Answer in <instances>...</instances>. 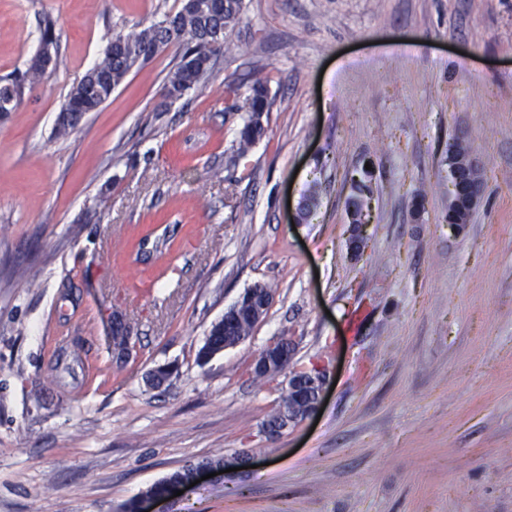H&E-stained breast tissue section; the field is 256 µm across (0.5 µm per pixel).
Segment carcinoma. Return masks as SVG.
I'll list each match as a JSON object with an SVG mask.
<instances>
[{
  "mask_svg": "<svg viewBox=\"0 0 512 512\" xmlns=\"http://www.w3.org/2000/svg\"><path fill=\"white\" fill-rule=\"evenodd\" d=\"M212 0H194V7L187 6L180 0L177 10L164 14L159 21L147 26L136 25L128 31L120 30L112 34L110 44L112 53L101 56L96 68L87 71L68 94L61 110L66 111L86 97L88 83L96 74L106 77L97 98L87 103V111H98L121 86L129 74L157 54V45L175 47L178 60L168 72L163 95L177 100L191 92L199 94L207 89L214 64L212 59L223 49L224 43H217L214 35L226 33L240 20L244 9V0H221L222 6L216 10ZM40 43L58 49L56 22L49 16L40 24ZM40 56L29 61L27 68L15 75L0 80V110L12 112L24 98L25 94L43 84L47 78ZM271 74L257 72L250 78L249 84L233 85L226 88L230 103L227 112H244L247 118L239 133V151L262 137L264 133L263 116L271 111L273 99L270 97L269 85ZM352 192L347 199L351 223L362 224L365 221V208L372 199L369 172H364L359 180H351ZM250 327L249 316L241 311L233 323L224 331L213 332L209 340L217 347L234 336L240 335Z\"/></svg>",
  "mask_w": 512,
  "mask_h": 512,
  "instance_id": "cac0c4a2",
  "label": "carcinoma"
}]
</instances>
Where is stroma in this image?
I'll return each instance as SVG.
<instances>
[{
  "label": "stroma",
  "mask_w": 512,
  "mask_h": 512,
  "mask_svg": "<svg viewBox=\"0 0 512 512\" xmlns=\"http://www.w3.org/2000/svg\"><path fill=\"white\" fill-rule=\"evenodd\" d=\"M177 6L0 0V78L47 14L62 59L0 113V512H123L235 453L253 467L152 512H512V0H245L205 93L164 105L171 47L55 139L113 32ZM261 70L274 103L242 152L226 86ZM459 137L484 195L451 224ZM365 167L357 258L346 200ZM152 230L170 250L135 262L128 241ZM257 283L264 320L200 361ZM117 317L135 344L121 363ZM284 338L290 370L329 386L322 416L272 437L288 376L250 366Z\"/></svg>",
  "instance_id": "35a3bbf8"
}]
</instances>
